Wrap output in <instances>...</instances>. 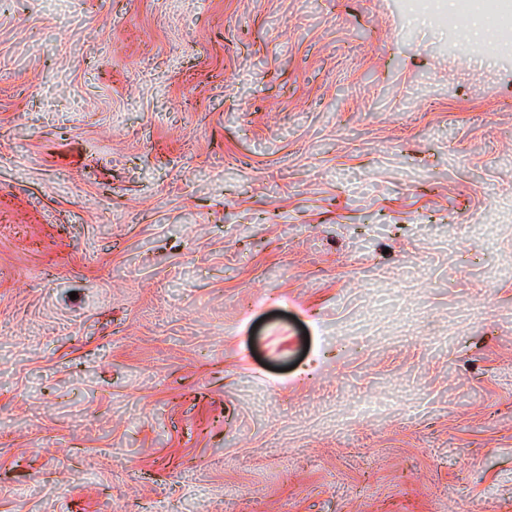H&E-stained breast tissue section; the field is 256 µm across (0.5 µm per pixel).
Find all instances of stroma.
<instances>
[{
  "instance_id": "obj_1",
  "label": "stroma",
  "mask_w": 512,
  "mask_h": 512,
  "mask_svg": "<svg viewBox=\"0 0 512 512\" xmlns=\"http://www.w3.org/2000/svg\"><path fill=\"white\" fill-rule=\"evenodd\" d=\"M407 0H0V512H512V58Z\"/></svg>"
}]
</instances>
